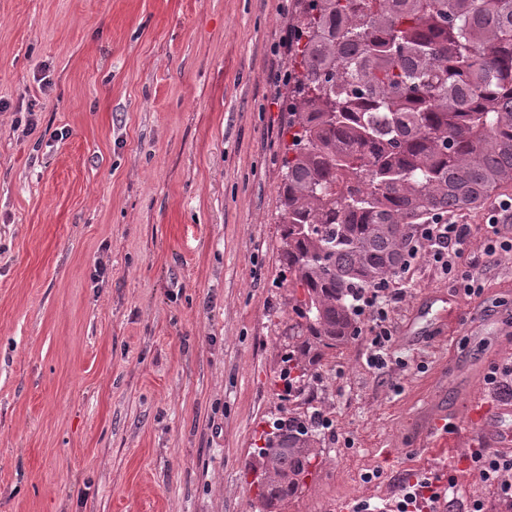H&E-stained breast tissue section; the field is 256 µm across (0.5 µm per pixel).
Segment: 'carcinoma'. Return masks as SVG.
Returning a JSON list of instances; mask_svg holds the SVG:
<instances>
[{"instance_id": "1", "label": "carcinoma", "mask_w": 512, "mask_h": 512, "mask_svg": "<svg viewBox=\"0 0 512 512\" xmlns=\"http://www.w3.org/2000/svg\"><path fill=\"white\" fill-rule=\"evenodd\" d=\"M280 195L299 340L288 393L354 331L360 291L395 276L423 224L512 184V0H306ZM290 417L258 449L276 512L316 460Z\"/></svg>"}]
</instances>
